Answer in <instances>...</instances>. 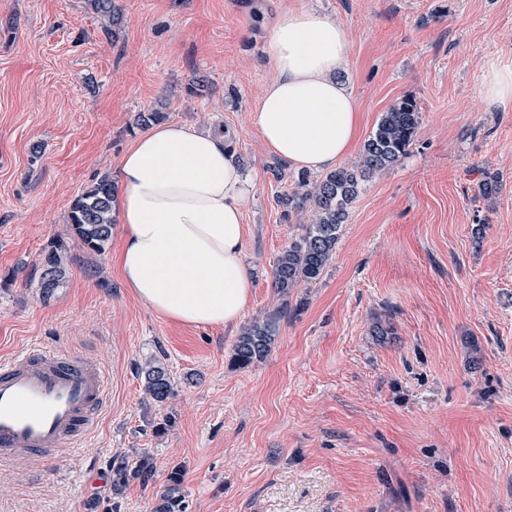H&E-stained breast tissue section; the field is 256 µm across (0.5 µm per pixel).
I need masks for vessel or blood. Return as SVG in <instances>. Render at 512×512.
Here are the masks:
<instances>
[{
	"mask_svg": "<svg viewBox=\"0 0 512 512\" xmlns=\"http://www.w3.org/2000/svg\"><path fill=\"white\" fill-rule=\"evenodd\" d=\"M108 393L96 364L30 347L0 359V460L51 454L87 437Z\"/></svg>",
	"mask_w": 512,
	"mask_h": 512,
	"instance_id": "vessel-or-blood-1",
	"label": "vessel or blood"
}]
</instances>
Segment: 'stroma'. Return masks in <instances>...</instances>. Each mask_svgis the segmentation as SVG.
Wrapping results in <instances>:
<instances>
[{
  "mask_svg": "<svg viewBox=\"0 0 512 512\" xmlns=\"http://www.w3.org/2000/svg\"><path fill=\"white\" fill-rule=\"evenodd\" d=\"M0 0V356L80 355L108 376L94 431L56 459L0 464V512H152L173 467L186 512H512V109L480 89L512 63V0ZM342 25L337 77L358 164L383 112L415 99L401 161L361 185L322 276L280 296L273 265L307 215L278 197L298 169L251 122L275 76L277 18ZM223 130L255 190L243 205L254 286L241 322L192 327L78 252L50 300L35 264L94 177L118 178L137 113ZM497 189L483 195L482 182ZM279 314L267 356L234 360L243 325ZM161 358L165 406L138 367ZM174 424L154 428L164 416ZM149 452L152 484L113 491L110 463Z\"/></svg>",
  "mask_w": 512,
  "mask_h": 512,
  "instance_id": "35a3bbf8",
  "label": "stroma"
}]
</instances>
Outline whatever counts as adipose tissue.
I'll list each match as a JSON object with an SVG mask.
<instances>
[{
	"instance_id": "1",
	"label": "adipose tissue",
	"mask_w": 512,
	"mask_h": 512,
	"mask_svg": "<svg viewBox=\"0 0 512 512\" xmlns=\"http://www.w3.org/2000/svg\"><path fill=\"white\" fill-rule=\"evenodd\" d=\"M349 51L341 25L312 11L285 13L267 39L264 54L275 77L251 121L291 165L320 171L350 151L357 106L336 77ZM119 174L124 231L118 261L126 287L181 324L239 322L252 293L242 203L254 186L223 134L157 124L125 151Z\"/></svg>"
}]
</instances>
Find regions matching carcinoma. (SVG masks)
Listing matches in <instances>:
<instances>
[{
	"label": "carcinoma",
	"instance_id": "obj_1",
	"mask_svg": "<svg viewBox=\"0 0 512 512\" xmlns=\"http://www.w3.org/2000/svg\"><path fill=\"white\" fill-rule=\"evenodd\" d=\"M419 124L416 102L402 100L381 115L363 145L356 166L337 168L312 182L301 173L294 189L280 197V203L290 211L309 207L312 212L305 232L292 240L274 262V286L281 294L320 278L335 252L339 232L348 219L349 205L357 198L361 182L398 163L407 154ZM115 193L112 178L104 175L93 180L74 199L67 216L68 234L50 239L39 253L36 267L42 298L49 299L62 286L67 261L73 259L75 247L98 255L105 253L112 237ZM279 320V315L271 314L244 329L234 345V360L238 365H251L268 354L279 330ZM141 372L145 394L155 404L162 405L173 396L172 378L162 360L148 361ZM111 472L115 491L131 479L144 485L155 481L153 458L147 452L132 464L124 459L112 461ZM182 485V470L172 469L167 489L160 495L154 512H186Z\"/></svg>",
	"mask_w": 512,
	"mask_h": 512
}]
</instances>
